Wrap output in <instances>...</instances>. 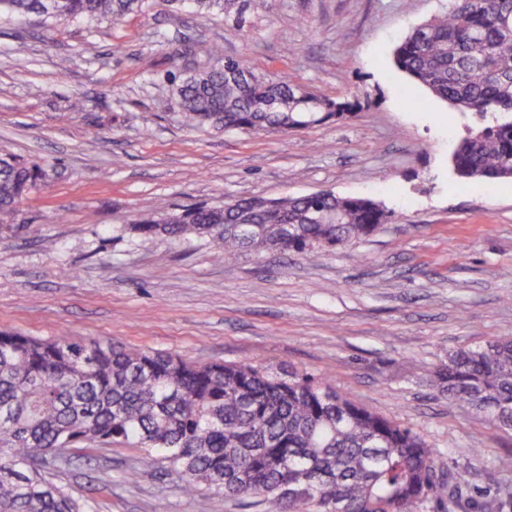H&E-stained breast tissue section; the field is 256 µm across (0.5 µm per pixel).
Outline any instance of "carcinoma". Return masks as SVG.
I'll return each mask as SVG.
<instances>
[{
  "label": "carcinoma",
  "instance_id": "1",
  "mask_svg": "<svg viewBox=\"0 0 512 512\" xmlns=\"http://www.w3.org/2000/svg\"><path fill=\"white\" fill-rule=\"evenodd\" d=\"M0 0V16L115 24L142 0ZM174 10L235 14L239 0H162ZM196 53L220 67L186 76L175 88L185 121L243 132L292 130L357 114L354 96L306 92L288 74L256 77L216 44ZM394 64L454 111L483 121L453 151L461 179H512V0H451L396 47ZM45 177L41 167L0 157V223ZM365 197L320 195L235 200L176 215L140 217L130 230L172 239L195 236L217 259L242 249L304 252L365 238L389 222ZM431 381L469 406L481 423L512 431V338L448 356ZM128 444L140 463L162 455L182 490L250 497L283 512H424L427 504L467 512L464 477L435 479L436 450L420 434L337 393L323 378L251 362L197 363L168 352L68 336L39 339L0 330V512H88L86 501L41 473L34 459L65 460L71 448ZM308 492L283 498L280 485ZM512 503L499 486L483 512Z\"/></svg>",
  "mask_w": 512,
  "mask_h": 512
}]
</instances>
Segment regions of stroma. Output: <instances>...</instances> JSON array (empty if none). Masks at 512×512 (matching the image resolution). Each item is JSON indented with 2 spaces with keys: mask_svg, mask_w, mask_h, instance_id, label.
<instances>
[{
  "mask_svg": "<svg viewBox=\"0 0 512 512\" xmlns=\"http://www.w3.org/2000/svg\"><path fill=\"white\" fill-rule=\"evenodd\" d=\"M449 0H245L241 18L145 0L120 24L0 18V155L42 186L0 223V330L112 340L198 362L248 361L326 377L336 392L436 448L440 474L479 490L512 481V432L475 434L430 373L456 350L512 336V181L457 178L478 117L451 112L392 53ZM218 42L253 73L359 95L357 117L292 132L188 127L174 88L214 67ZM321 189L392 218L336 249L214 259L202 240L143 237L138 216ZM45 474L92 512H267L182 492L137 449L74 452Z\"/></svg>",
  "mask_w": 512,
  "mask_h": 512,
  "instance_id": "stroma-1",
  "label": "stroma"
}]
</instances>
